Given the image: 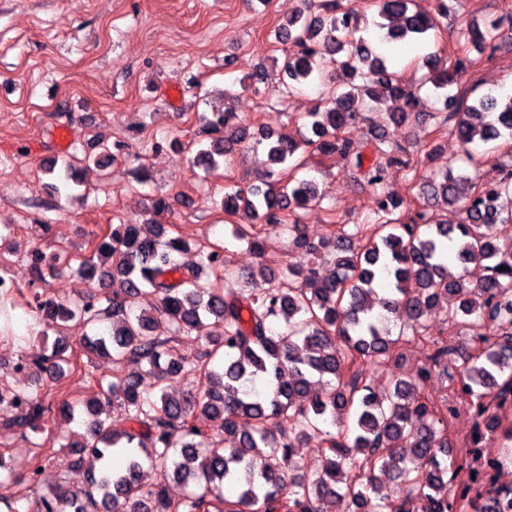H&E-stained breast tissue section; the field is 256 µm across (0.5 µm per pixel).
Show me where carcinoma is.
Here are the masks:
<instances>
[{
  "instance_id": "1",
  "label": "carcinoma",
  "mask_w": 512,
  "mask_h": 512,
  "mask_svg": "<svg viewBox=\"0 0 512 512\" xmlns=\"http://www.w3.org/2000/svg\"><path fill=\"white\" fill-rule=\"evenodd\" d=\"M367 2L381 18L376 26L392 41L419 45L435 28L417 0ZM364 20L365 12L351 2L303 0V8L278 26L281 94L318 81L328 86L327 97L306 115L311 136L297 141L269 131L253 142L267 145L271 164L281 169L264 171L259 186L226 188L217 203L227 215L288 233L314 262L274 269L263 260L259 234L234 224L232 236L260 258L255 270L230 269L219 244L200 249L198 262L185 265L179 256L189 243L180 236L164 239V226L153 220L111 224L80 256L36 245L27 252L39 276L73 269L91 284L112 282V291L78 299L34 292L23 303L0 292V307L26 309L44 326L27 328L29 347L14 365L21 379L0 382V409L13 412L5 426L26 439L44 430L41 421L53 409L65 421L76 419L79 406L88 416L85 433L66 444L75 453L51 493L33 504L0 496L7 512H411L406 501L387 504L382 474L401 480L421 512H501L493 488L472 484L478 456L448 465L453 407L439 408L417 392L432 370H442L452 398L464 400L474 416L470 447L501 439L499 464L512 465V426L498 415L512 406V244L504 240L512 231V169L479 183L454 174L451 165L441 174L414 175L420 197L459 208L457 224L425 217L406 224L396 217L404 199L381 191L373 197L376 228L367 238L363 224L316 241L301 225L286 223L320 201L317 184L297 177L301 164L292 160L301 148L339 154L377 188L387 165L403 163L375 130L358 144L342 136L365 120L357 105L369 108L383 98L400 102L388 119L405 124L424 86L355 37ZM503 37L495 20L464 22L459 29L463 46L479 50L496 49ZM423 67L443 91L438 127L461 143L464 162L473 161L470 147L477 141H512V96L503 101L487 94L464 103L450 92L464 60L450 67L430 53ZM199 120L219 134L196 155L209 175L230 161L246 133L228 102ZM59 163L53 159L43 169L55 175L53 195L69 198L82 185L79 171L64 161L57 174ZM450 242L462 268L484 264L478 281L448 268ZM204 273L215 280L201 282ZM445 299L448 323L477 348L450 373L458 346L439 345L429 364L413 374L392 372L385 391L376 392L368 382L370 367L398 361L405 343L402 334L390 336L386 324L399 320L417 334ZM62 322L79 336L59 335L46 346L48 331ZM178 338L197 341L194 358L171 345ZM75 340L117 365L147 364L154 383L144 384L139 372L117 373L108 385L110 400L50 403L37 381L71 371ZM182 374L193 378L192 387L167 391L165 383ZM112 402L123 408L117 419ZM243 416L253 421L248 431L240 429ZM312 441L319 461L304 474L295 447ZM168 478L203 492L171 498ZM230 489L232 498L225 496Z\"/></svg>"
}]
</instances>
